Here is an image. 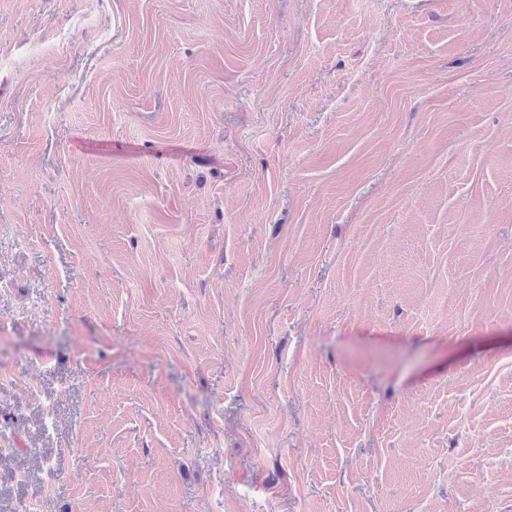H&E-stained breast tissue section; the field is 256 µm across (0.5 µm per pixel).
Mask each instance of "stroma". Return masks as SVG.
<instances>
[{
  "label": "stroma",
  "instance_id": "obj_1",
  "mask_svg": "<svg viewBox=\"0 0 512 512\" xmlns=\"http://www.w3.org/2000/svg\"><path fill=\"white\" fill-rule=\"evenodd\" d=\"M0 512H512V0H0Z\"/></svg>",
  "mask_w": 512,
  "mask_h": 512
}]
</instances>
